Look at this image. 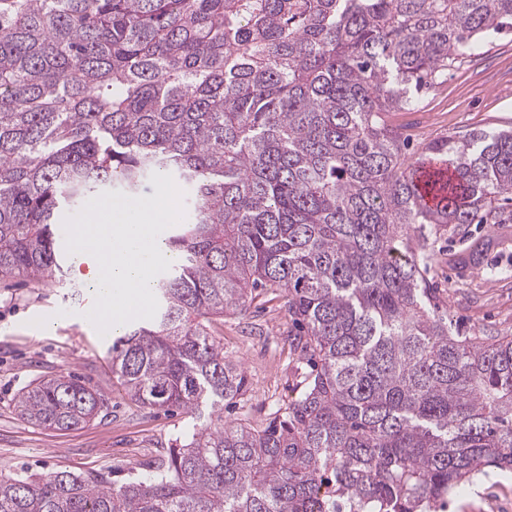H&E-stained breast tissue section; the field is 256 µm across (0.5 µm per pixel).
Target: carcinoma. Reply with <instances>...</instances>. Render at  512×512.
<instances>
[{
  "label": "carcinoma",
  "instance_id": "1",
  "mask_svg": "<svg viewBox=\"0 0 512 512\" xmlns=\"http://www.w3.org/2000/svg\"><path fill=\"white\" fill-rule=\"evenodd\" d=\"M506 27L512 0H0V282L63 276V210L154 173L188 185L157 313L110 353L138 402L202 420L121 484L0 473V512H437L512 471V336L459 332L426 287L431 237L506 220L512 129L414 159L388 120ZM260 289L313 370L255 428L224 422L246 378L214 323ZM17 408L69 431L108 404L59 374Z\"/></svg>",
  "mask_w": 512,
  "mask_h": 512
}]
</instances>
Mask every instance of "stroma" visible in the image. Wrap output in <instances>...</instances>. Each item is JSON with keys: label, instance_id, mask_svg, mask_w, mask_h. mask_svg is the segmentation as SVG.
Masks as SVG:
<instances>
[{"label": "stroma", "instance_id": "obj_1", "mask_svg": "<svg viewBox=\"0 0 512 512\" xmlns=\"http://www.w3.org/2000/svg\"><path fill=\"white\" fill-rule=\"evenodd\" d=\"M411 145L466 131L512 127V29L485 41L477 55L450 69L415 112L394 117ZM430 272L439 313L471 336L512 334V223L448 228L435 243ZM92 296L75 271L63 281L0 282V472H107L114 482L141 476L167 455L196 420L181 408L153 409L131 399L112 373L108 337L84 313ZM55 318L52 329L33 323ZM291 322L281 296L268 293L246 310L225 314L216 330L224 354L245 372L246 392L224 419L266 426L301 390L288 342ZM60 373L75 376L108 401L105 417L73 431L34 426L16 408L21 393ZM448 512H512V472L474 477Z\"/></svg>", "mask_w": 512, "mask_h": 512}]
</instances>
